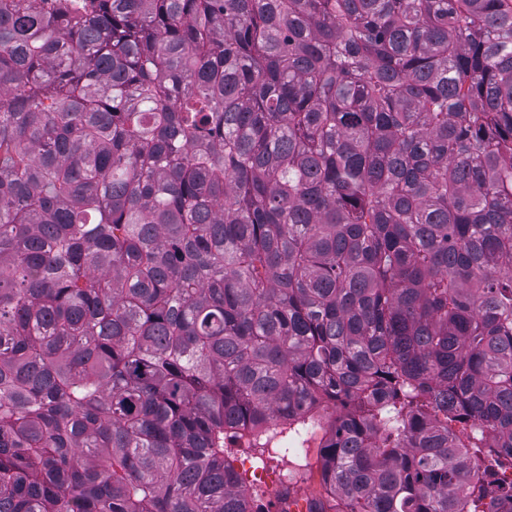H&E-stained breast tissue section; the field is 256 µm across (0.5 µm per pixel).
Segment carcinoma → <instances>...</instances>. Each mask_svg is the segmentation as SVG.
<instances>
[{
  "label": "carcinoma",
  "instance_id": "carcinoma-1",
  "mask_svg": "<svg viewBox=\"0 0 512 512\" xmlns=\"http://www.w3.org/2000/svg\"><path fill=\"white\" fill-rule=\"evenodd\" d=\"M512 512V0H0V512ZM323 431L318 430L317 435L313 437L305 448H300L297 452L289 451L274 452L269 450V453L261 457L252 448H235V466L240 473L246 478L248 488L254 493L265 507L274 504L271 512L279 510L281 502L284 498L290 495L299 496L306 500H316L322 502L326 506L327 512L329 507L333 506L335 502L331 501L328 497L325 488L321 481L320 475V458H319V444ZM298 454V456H297ZM289 455V456H288ZM256 457H258L256 459ZM288 457L295 459L299 464L303 465L304 472L298 475L295 481H288L284 483L282 478V470ZM298 457V458H296ZM259 460L260 463L257 461ZM249 463L254 469L251 471V478L246 471L245 464ZM243 466V467H242ZM260 468L262 471L255 474V469Z\"/></svg>",
  "mask_w": 512,
  "mask_h": 512
}]
</instances>
